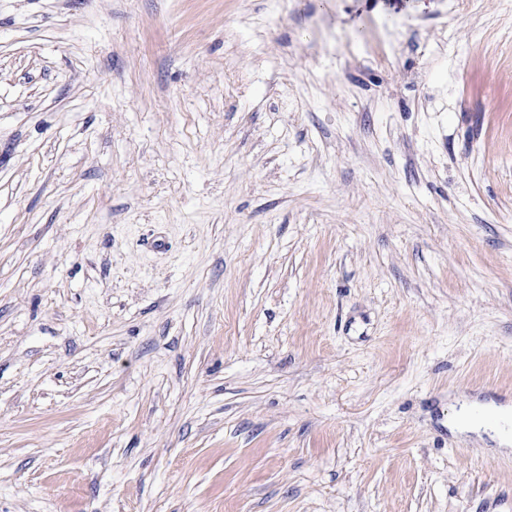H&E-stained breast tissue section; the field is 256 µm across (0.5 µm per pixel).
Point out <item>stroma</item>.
I'll return each instance as SVG.
<instances>
[{
  "label": "stroma",
  "mask_w": 512,
  "mask_h": 512,
  "mask_svg": "<svg viewBox=\"0 0 512 512\" xmlns=\"http://www.w3.org/2000/svg\"><path fill=\"white\" fill-rule=\"evenodd\" d=\"M512 0H0V512H512ZM479 405L486 406V410L484 415L478 419L471 415V409ZM509 418L510 407L507 402L496 404L490 401L485 404H479L476 400L465 401L464 409L453 428L461 433H478L481 430L484 432L490 431L492 435L489 436L497 448L510 450L512 446V433L509 429Z\"/></svg>",
  "instance_id": "1"
}]
</instances>
